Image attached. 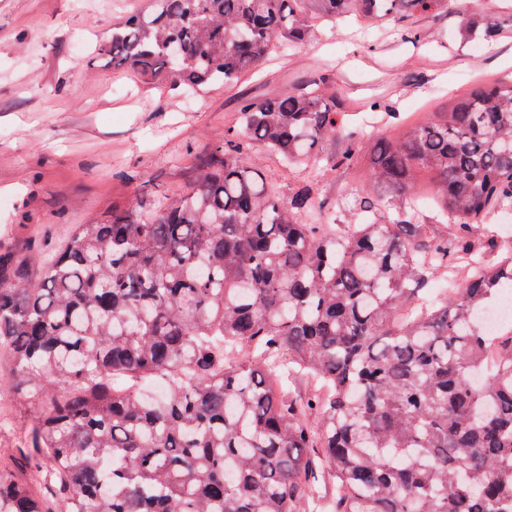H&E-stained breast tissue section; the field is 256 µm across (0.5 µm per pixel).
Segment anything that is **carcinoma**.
<instances>
[{"label":"carcinoma","mask_w":512,"mask_h":512,"mask_svg":"<svg viewBox=\"0 0 512 512\" xmlns=\"http://www.w3.org/2000/svg\"><path fill=\"white\" fill-rule=\"evenodd\" d=\"M448 9L495 36L485 0H149L106 52L191 94L304 41L310 15ZM341 132L362 145L319 85L247 101L187 192L114 205L54 253L0 246V395L31 413L0 512H512V330L478 321L512 291L490 224L512 212V82L375 138L349 224L247 157L348 171L355 149L325 151ZM250 160L264 180L286 193L288 185H294L305 176V172L302 170L288 171L275 157L258 145H254L251 149Z\"/></svg>","instance_id":"obj_1"}]
</instances>
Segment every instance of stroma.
Here are the masks:
<instances>
[{
	"mask_svg": "<svg viewBox=\"0 0 512 512\" xmlns=\"http://www.w3.org/2000/svg\"><path fill=\"white\" fill-rule=\"evenodd\" d=\"M143 0H0V244L50 251L76 224L134 196L189 187L244 101L319 82L349 125L394 136L477 80L512 77V25L484 40L452 12L370 27L308 18L310 37L229 86L162 90L108 62L112 29Z\"/></svg>",
	"mask_w": 512,
	"mask_h": 512,
	"instance_id": "1",
	"label": "stroma"
}]
</instances>
